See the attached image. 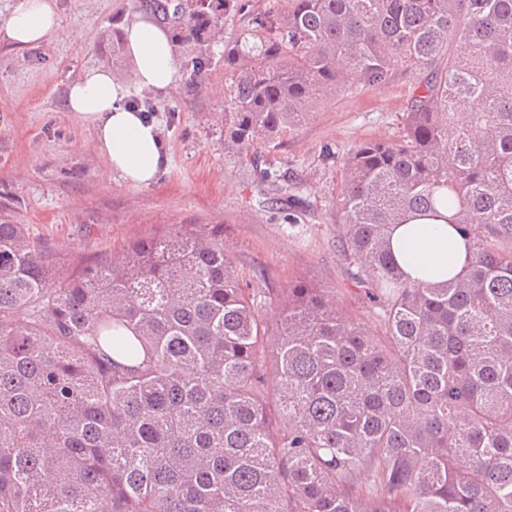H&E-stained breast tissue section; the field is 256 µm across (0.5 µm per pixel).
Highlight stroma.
Returning <instances> with one entry per match:
<instances>
[{"label":"stroma","mask_w":512,"mask_h":512,"mask_svg":"<svg viewBox=\"0 0 512 512\" xmlns=\"http://www.w3.org/2000/svg\"><path fill=\"white\" fill-rule=\"evenodd\" d=\"M56 4L63 28L78 38L52 36L28 49L0 42V210L57 253L62 273L120 254L167 224H220L243 274L259 267L273 288L304 279L334 289L346 314L380 333L336 247L342 167L323 164L321 155L396 139L420 74L399 68L388 83L327 100L278 144L263 147L260 168L288 180L301 200L294 208L274 206L267 184L224 151V47L247 29L245 16H226L208 68L194 73L193 47H176L177 88L139 94L140 108H152L159 120L167 164L154 183L136 187L108 171L90 125L72 118L65 95L89 68L129 70L127 53H113L112 44L127 20L146 13L147 0Z\"/></svg>","instance_id":"obj_1"}]
</instances>
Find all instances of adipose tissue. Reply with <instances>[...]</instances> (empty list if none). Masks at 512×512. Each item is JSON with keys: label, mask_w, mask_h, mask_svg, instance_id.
<instances>
[{"label": "adipose tissue", "mask_w": 512, "mask_h": 512, "mask_svg": "<svg viewBox=\"0 0 512 512\" xmlns=\"http://www.w3.org/2000/svg\"><path fill=\"white\" fill-rule=\"evenodd\" d=\"M62 28L55 0H14L0 18V41L18 49L30 48ZM132 77L119 79L111 68L97 66L72 81L66 92L68 112L90 124L98 151L110 172L127 184L152 183L167 163V148L152 117L129 104L141 91L166 93L178 84L174 45L167 29L142 14L123 27ZM393 252L413 278L443 280L462 271L469 242L441 221L414 220L392 232Z\"/></svg>", "instance_id": "1"}]
</instances>
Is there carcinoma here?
<instances>
[{
	"label": "carcinoma",
	"mask_w": 512,
	"mask_h": 512,
	"mask_svg": "<svg viewBox=\"0 0 512 512\" xmlns=\"http://www.w3.org/2000/svg\"><path fill=\"white\" fill-rule=\"evenodd\" d=\"M153 0L196 71L242 0ZM224 46V150L423 74L345 159L336 242L382 332L173 224L60 278L0 213V512H512V0H287ZM444 219L462 273L408 277ZM274 308L272 320L262 307ZM420 238L427 241V246L415 252L412 244ZM391 241L398 262L413 279L443 280L459 274L469 251L468 240L443 221L400 224L393 229Z\"/></svg>",
	"instance_id": "carcinoma-1"
}]
</instances>
